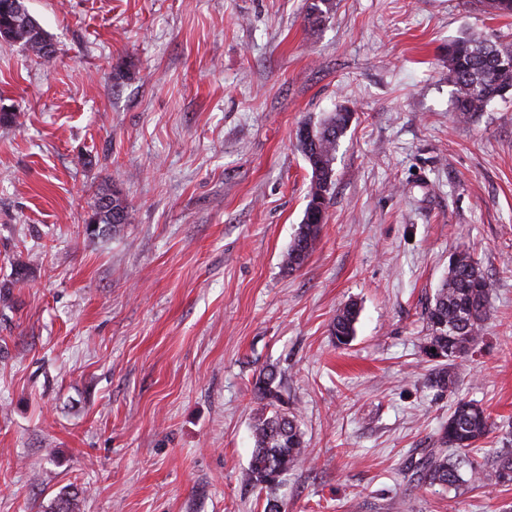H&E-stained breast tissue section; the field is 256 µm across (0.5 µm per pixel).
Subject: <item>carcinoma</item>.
Here are the masks:
<instances>
[{
  "mask_svg": "<svg viewBox=\"0 0 512 512\" xmlns=\"http://www.w3.org/2000/svg\"><path fill=\"white\" fill-rule=\"evenodd\" d=\"M336 8V0H309L305 20L315 28L327 21ZM12 33L11 40L22 42L37 58L49 62L55 49L50 36L29 14L24 0H0V29ZM448 81L455 87L453 112L469 121L497 98L512 95V48L493 38L464 34L448 44ZM353 117L348 108H340L321 120L303 123L297 131L299 152L310 170L308 202L299 227L287 251L283 266L300 268L314 249L323 225L335 184L336 151L339 140ZM133 213L120 191H101L90 206L86 231L93 235L101 229L116 232L132 222ZM489 283L470 253L459 250L448 262V274L424 311L429 336L426 343L437 349L433 359L444 361L435 370L434 386L454 392V365L468 355L482 339L488 315ZM359 310L349 303L339 309L331 323L336 345L346 346L355 336ZM273 373L256 381L261 413L253 427L254 450L244 481L253 487L275 490L278 484L270 476L288 475L307 456V442L295 412L275 385ZM491 432L490 415L474 400L459 399L441 427L443 448H434L419 463L415 476L420 485L441 486L456 491L461 486L485 481L496 484L512 482V448H492V463L481 464L473 451ZM454 449L448 453L447 448ZM77 495L58 494L49 512H76Z\"/></svg>",
  "mask_w": 512,
  "mask_h": 512,
  "instance_id": "carcinoma-1",
  "label": "carcinoma"
}]
</instances>
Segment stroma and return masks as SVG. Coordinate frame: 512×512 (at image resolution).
Wrapping results in <instances>:
<instances>
[{
	"label": "stroma",
	"mask_w": 512,
	"mask_h": 512,
	"mask_svg": "<svg viewBox=\"0 0 512 512\" xmlns=\"http://www.w3.org/2000/svg\"><path fill=\"white\" fill-rule=\"evenodd\" d=\"M56 49L0 39V512H264L242 481L275 372L309 457L281 512H512V483L414 482L456 398L512 443V97L457 121L448 45L512 44L483 0H26ZM124 62L131 77L112 79ZM339 105L322 234L281 258L308 200L298 127ZM117 186L133 221L85 231ZM469 251L489 283L455 395L431 387L422 312ZM29 265L14 282L16 263ZM357 302L350 345L330 332ZM305 20L309 27L315 28L327 21L336 8L335 0L307 1Z\"/></svg>",
	"instance_id": "stroma-1"
}]
</instances>
